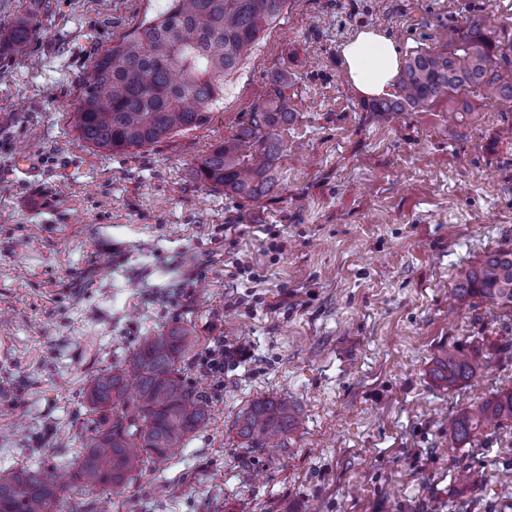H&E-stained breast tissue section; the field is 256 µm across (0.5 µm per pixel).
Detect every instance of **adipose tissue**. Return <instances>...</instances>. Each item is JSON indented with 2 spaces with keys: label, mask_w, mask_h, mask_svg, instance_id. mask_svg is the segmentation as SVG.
<instances>
[{
  "label": "adipose tissue",
  "mask_w": 512,
  "mask_h": 512,
  "mask_svg": "<svg viewBox=\"0 0 512 512\" xmlns=\"http://www.w3.org/2000/svg\"><path fill=\"white\" fill-rule=\"evenodd\" d=\"M350 85L364 97L386 94L400 67V51L394 40L376 29L359 31L341 49Z\"/></svg>",
  "instance_id": "obj_1"
}]
</instances>
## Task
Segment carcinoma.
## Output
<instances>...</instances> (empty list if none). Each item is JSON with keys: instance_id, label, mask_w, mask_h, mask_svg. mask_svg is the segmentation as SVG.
I'll list each match as a JSON object with an SVG mask.
<instances>
[{"instance_id": "obj_1", "label": "carcinoma", "mask_w": 512, "mask_h": 512, "mask_svg": "<svg viewBox=\"0 0 512 512\" xmlns=\"http://www.w3.org/2000/svg\"><path fill=\"white\" fill-rule=\"evenodd\" d=\"M288 0H158L152 13L103 54L85 74L73 113L78 139L101 153L129 152L211 123L224 103V78L272 27ZM40 32L29 9L0 31V52L18 53ZM512 39L505 43L480 21L456 29L443 48L409 56L390 98L376 112H405L460 89L477 88L493 102L512 100ZM294 117L279 81L255 104L233 138L213 144L193 167L194 179L212 191L259 200L275 188L276 131ZM454 293L512 309V248L485 253L459 271ZM195 344L191 329L177 326L144 336L124 363L96 373L85 392L97 415L92 435L69 480L20 468L0 472V512H61L70 487H110L118 493L147 467H158L203 427L209 404L182 377L181 360ZM485 358L456 346L434 359L431 375L448 388L470 378ZM512 419V391L501 392L450 422L454 442L466 444L483 429ZM288 401L262 398L236 421L238 435L263 447L292 432Z\"/></svg>"}]
</instances>
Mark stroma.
I'll list each match as a JSON object with an SVG mask.
<instances>
[{"label": "stroma", "instance_id": "stroma-1", "mask_svg": "<svg viewBox=\"0 0 512 512\" xmlns=\"http://www.w3.org/2000/svg\"><path fill=\"white\" fill-rule=\"evenodd\" d=\"M148 7L42 0L40 36L0 54V471H71L93 375L186 326L200 342L183 377L207 397V425L121 494L68 491L62 512H512V421L467 444L448 433L512 390V357L450 390L429 374L442 349L482 356L512 337V312L453 293L460 268L512 248V103L464 90L375 112L341 57L365 28L405 57L481 18L505 39L512 0H290L210 125L102 154L73 126L81 80ZM278 73L296 118L277 132L276 189L207 190L193 163ZM218 336L250 354L217 391L198 363ZM272 395L300 425L250 447L237 417Z\"/></svg>", "mask_w": 512, "mask_h": 512}]
</instances>
